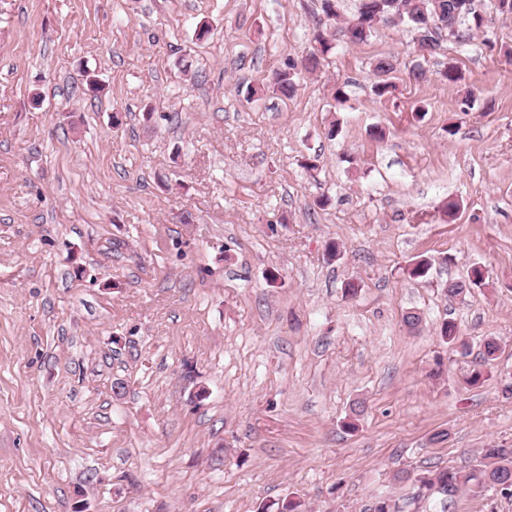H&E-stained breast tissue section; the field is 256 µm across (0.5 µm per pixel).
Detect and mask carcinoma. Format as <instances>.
<instances>
[{
  "label": "carcinoma",
  "mask_w": 512,
  "mask_h": 512,
  "mask_svg": "<svg viewBox=\"0 0 512 512\" xmlns=\"http://www.w3.org/2000/svg\"><path fill=\"white\" fill-rule=\"evenodd\" d=\"M427 14L440 32L461 39L459 32L463 23L470 28L481 29L487 26V20L473 8V0H381L380 13L371 10L369 0H361L358 16L339 27L336 36H325L321 33L315 36V45L302 57L300 67L292 66L288 70L276 71L268 79L273 90L285 97H290L296 89L298 71L313 72L319 69L335 53L338 38L347 44L358 45L364 43L371 36L376 24L386 22L393 15L402 17L401 24L416 33L422 29L416 27L411 16ZM395 69V60L392 57H383L374 64V72L379 81L375 85V93L382 97L391 92L393 85L385 75ZM485 271L480 266H473L468 273V279L458 281L448 286V295L460 296L473 287L485 283ZM440 336L447 343L465 351L468 343L461 339L457 327L450 321H443L440 325ZM420 489L430 492L437 491L443 498V509H448L451 502L460 493L469 490L479 493L486 488H500V493L512 496V448L500 446L497 448H483L480 451L477 464L467 470L443 468L436 470L428 477H421Z\"/></svg>",
  "instance_id": "1"
}]
</instances>
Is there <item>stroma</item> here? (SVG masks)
Segmentation results:
<instances>
[{
	"instance_id": "obj_1",
	"label": "stroma",
	"mask_w": 512,
	"mask_h": 512,
	"mask_svg": "<svg viewBox=\"0 0 512 512\" xmlns=\"http://www.w3.org/2000/svg\"><path fill=\"white\" fill-rule=\"evenodd\" d=\"M474 7L251 103L322 0H0V512H439L401 472L512 446V20Z\"/></svg>"
}]
</instances>
